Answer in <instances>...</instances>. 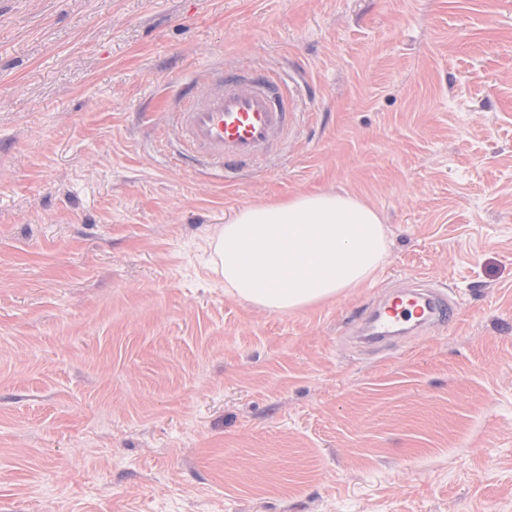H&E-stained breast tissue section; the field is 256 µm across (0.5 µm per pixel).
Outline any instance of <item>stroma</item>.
I'll return each instance as SVG.
<instances>
[{"mask_svg": "<svg viewBox=\"0 0 512 512\" xmlns=\"http://www.w3.org/2000/svg\"><path fill=\"white\" fill-rule=\"evenodd\" d=\"M239 66L306 112L228 183L164 122ZM312 191L376 282L227 293L221 226ZM417 275L457 323L356 344ZM0 512H512V0H0Z\"/></svg>", "mask_w": 512, "mask_h": 512, "instance_id": "stroma-1", "label": "stroma"}]
</instances>
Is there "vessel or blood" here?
<instances>
[{
    "label": "vessel or blood",
    "instance_id": "obj_1",
    "mask_svg": "<svg viewBox=\"0 0 512 512\" xmlns=\"http://www.w3.org/2000/svg\"><path fill=\"white\" fill-rule=\"evenodd\" d=\"M295 92L277 74L229 70L180 92L169 114L184 154L217 170L237 169L269 151L294 129ZM457 307L427 288H403L376 313L378 339L406 327L423 331L453 325Z\"/></svg>",
    "mask_w": 512,
    "mask_h": 512
}]
</instances>
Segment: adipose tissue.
<instances>
[{
	"mask_svg": "<svg viewBox=\"0 0 512 512\" xmlns=\"http://www.w3.org/2000/svg\"><path fill=\"white\" fill-rule=\"evenodd\" d=\"M210 247L226 290L290 312L371 281L384 263L387 234L362 198L317 191L240 209Z\"/></svg>",
	"mask_w": 512,
	"mask_h": 512,
	"instance_id": "ef3b65f1",
	"label": "adipose tissue"
}]
</instances>
